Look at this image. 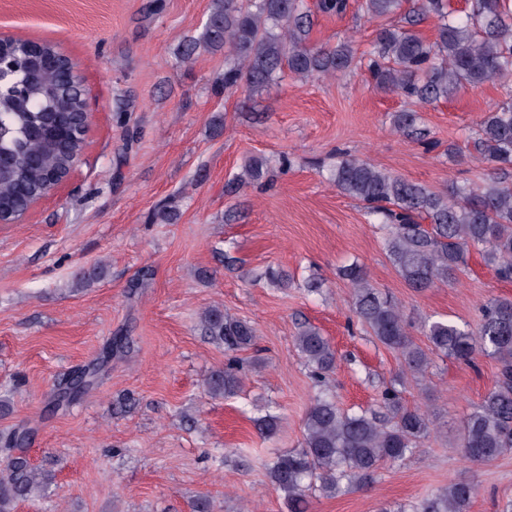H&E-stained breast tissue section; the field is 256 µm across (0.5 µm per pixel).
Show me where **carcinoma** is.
Segmentation results:
<instances>
[{"instance_id": "carcinoma-1", "label": "carcinoma", "mask_w": 512, "mask_h": 512, "mask_svg": "<svg viewBox=\"0 0 512 512\" xmlns=\"http://www.w3.org/2000/svg\"><path fill=\"white\" fill-rule=\"evenodd\" d=\"M403 2L362 0L361 9L371 18H383L400 10ZM429 14L438 18L431 40L414 30ZM309 34L304 0H212L199 36L183 44L180 63L192 65L201 48L222 50L228 58L224 89L244 86L256 94L284 66L300 79L335 76L353 66L356 51L350 42L317 47L310 44ZM46 55L59 57L64 70L71 65L52 43L0 39V154L10 161L0 173V218L5 221L18 218L23 200L47 194L84 149L82 138L46 133L59 119H70L84 109L77 90L42 83L41 60ZM366 59L376 89L428 105L485 83H500L504 101L480 120L472 137L474 150L491 164V172L482 186L456 183L436 192L350 157L336 163L329 181L360 201L368 218L387 228L386 253L408 287L423 290L447 283L467 264L472 248L500 277L512 278V0H468L462 16L447 0H413L401 24L377 30ZM394 126L419 140L427 136L414 112L395 115ZM263 176L264 162L254 159L236 180L246 184ZM421 218L428 225L421 224ZM342 275L353 287L358 321L397 352L412 375L425 373L428 354L411 339L401 305L381 296L362 266L347 265ZM201 326L209 339L230 353L256 339L251 325L219 308L207 310ZM420 329L438 354L467 362L483 354L500 363L496 384L463 422L460 447L472 463L511 450L512 300L489 301L474 328L426 318ZM295 343L314 378L326 381L336 368L330 341L318 328L302 325ZM120 348L119 341L109 345L86 365L90 381L81 394L89 391ZM402 384L399 379L384 388L378 410L349 412L327 392L314 397L304 418L302 446L278 454L266 469L287 512H309L314 492L336 497L370 483L382 464L416 452L429 435V422L420 410L402 404ZM240 385V362L234 356L206 380L207 392L224 399L236 396ZM253 423L261 436L270 438L278 431L280 416L268 409ZM30 436L27 427L0 432V512H16L19 503L46 496L54 482V475L32 466L21 453ZM475 494L473 483L453 481L411 510L399 512H468Z\"/></svg>"}]
</instances>
